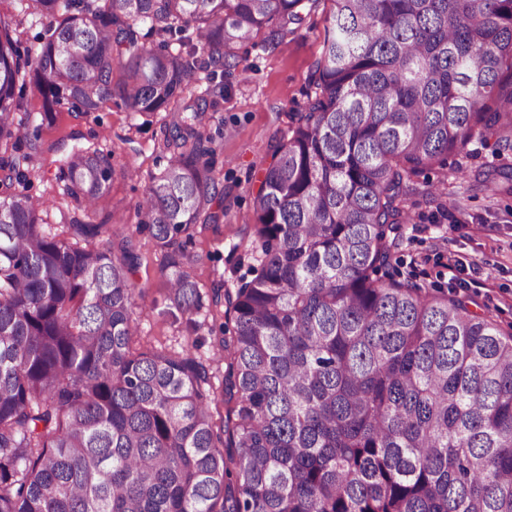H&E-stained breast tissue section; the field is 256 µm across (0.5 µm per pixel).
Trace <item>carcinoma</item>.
Returning a JSON list of instances; mask_svg holds the SVG:
<instances>
[{"label":"carcinoma","instance_id":"cac0c4a2","mask_svg":"<svg viewBox=\"0 0 512 512\" xmlns=\"http://www.w3.org/2000/svg\"><path fill=\"white\" fill-rule=\"evenodd\" d=\"M306 2L0 0V512H512V332L391 272L415 178L475 140L512 150V0H332L253 198L257 274L211 288L234 322L220 426L201 362L133 345L140 257L97 243L111 156L63 160L81 215L53 232L28 192L62 102L163 114L138 215L170 306L198 312L186 244L224 217L203 131L224 84L189 86Z\"/></svg>","mask_w":512,"mask_h":512}]
</instances>
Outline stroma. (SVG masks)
Listing matches in <instances>:
<instances>
[{"instance_id":"obj_1","label":"stroma","mask_w":512,"mask_h":512,"mask_svg":"<svg viewBox=\"0 0 512 512\" xmlns=\"http://www.w3.org/2000/svg\"><path fill=\"white\" fill-rule=\"evenodd\" d=\"M331 10V0H314L302 27L282 44L273 47L258 37L235 48L238 65L225 73L224 97L208 112L204 126L219 147L216 175L224 187L226 215L221 224L198 228L188 245L197 257L193 274L203 289L232 290L254 276L253 197L274 145L287 134L294 113L308 105L309 75L322 53ZM73 132L78 144L95 145L112 157L104 208L118 217L117 231L133 238L140 257L135 280L143 293L134 307L138 340L175 355L190 351L209 367L213 391L221 393L224 366L217 361L210 329L224 316L205 308L184 315L170 307L159 286L162 254L139 225L138 204L149 176L166 163L159 122L142 123L116 100L95 117L62 106L56 127L42 133L49 150L35 163L30 189L46 200L52 225L75 207L57 178L63 153L55 148ZM499 167H512V151L496 157L475 143L468 153L449 155L445 164L421 174V190L407 196V220L396 231L395 268L401 278L445 289L451 284L449 259L461 260L466 270L465 284L457 289L460 298L507 331L512 329V182L496 175ZM427 185L437 188L439 200L423 194Z\"/></svg>"}]
</instances>
